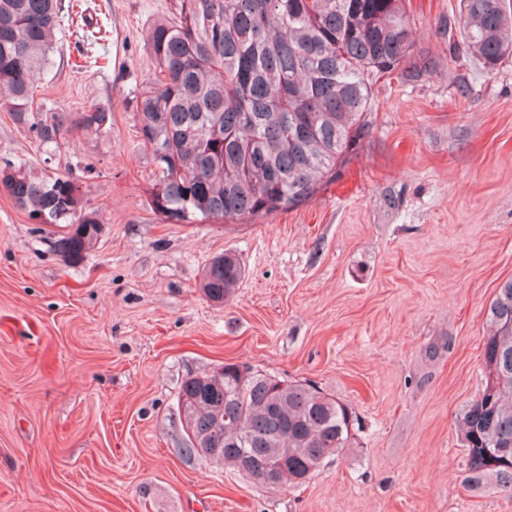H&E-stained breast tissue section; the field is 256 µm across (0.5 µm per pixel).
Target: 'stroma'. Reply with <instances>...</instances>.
Segmentation results:
<instances>
[{"label":"stroma","mask_w":512,"mask_h":512,"mask_svg":"<svg viewBox=\"0 0 512 512\" xmlns=\"http://www.w3.org/2000/svg\"><path fill=\"white\" fill-rule=\"evenodd\" d=\"M85 2L35 83L69 119L54 155L0 108V160L72 169L104 219L71 265L60 227L0 189V512H512L496 479L467 486L459 428L512 279V59L489 72L455 48L459 0H406L416 62L375 84L336 179L267 217L170 224L135 97L145 30L177 0ZM83 53L96 65L74 68ZM94 106L110 131L79 126ZM226 252L245 276L216 304L199 282ZM225 363L348 403L353 448L278 489L185 456L180 386Z\"/></svg>","instance_id":"stroma-1"}]
</instances>
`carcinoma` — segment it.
Instances as JSON below:
<instances>
[{"mask_svg": "<svg viewBox=\"0 0 512 512\" xmlns=\"http://www.w3.org/2000/svg\"><path fill=\"white\" fill-rule=\"evenodd\" d=\"M62 12V0H0V104L46 149L59 145L66 117L33 109L34 82L52 65ZM460 12L462 43L479 66L491 71L512 57L502 0H460ZM145 46L152 80L135 99L155 167L148 202L170 224L249 220L307 201L363 134L374 85L413 49L404 0H179L175 21L147 26ZM82 125L109 129L112 113L94 108ZM80 185L70 170L0 165V186L29 218L65 224L53 248L73 265L97 248L104 224ZM244 273L235 256H218L200 288L222 304ZM487 318L485 386L460 426L468 481L494 477L512 491V279ZM239 368L225 363L183 381L182 453L219 448L214 462L236 472L244 453L253 478L279 463L278 483L298 485L353 447L347 403L306 381L243 377ZM500 448L511 449L508 459Z\"/></svg>", "mask_w": 512, "mask_h": 512, "instance_id": "cac0c4a2", "label": "carcinoma"}]
</instances>
